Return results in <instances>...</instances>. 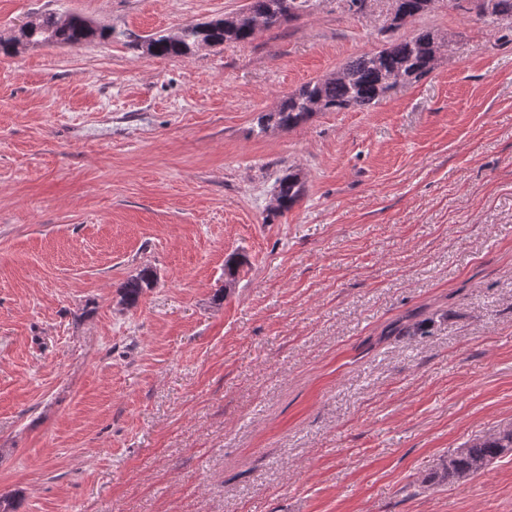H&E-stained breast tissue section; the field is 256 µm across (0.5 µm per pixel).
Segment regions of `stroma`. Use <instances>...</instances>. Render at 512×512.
<instances>
[{"label": "stroma", "instance_id": "35a3bbf8", "mask_svg": "<svg viewBox=\"0 0 512 512\" xmlns=\"http://www.w3.org/2000/svg\"><path fill=\"white\" fill-rule=\"evenodd\" d=\"M249 0H0L140 36ZM314 0L247 43L0 56V493L19 512H512V26ZM450 40L375 106L255 131L389 39ZM300 170L303 199L271 209ZM241 264L232 288L224 261ZM157 274L138 305L118 288ZM305 191L306 183L300 170L289 168L277 180L274 210L288 212L303 198ZM507 453H512V427L502 428L454 449L425 482L465 483Z\"/></svg>", "mask_w": 512, "mask_h": 512}]
</instances>
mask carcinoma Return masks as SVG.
<instances>
[{"mask_svg": "<svg viewBox=\"0 0 512 512\" xmlns=\"http://www.w3.org/2000/svg\"><path fill=\"white\" fill-rule=\"evenodd\" d=\"M423 0H397L399 13L406 20L422 15ZM492 15L485 13V0H456V6L484 24L512 23V0H490ZM312 0H250L247 12L229 22L215 19L209 25L191 22L172 35L141 37L129 30L96 26L78 14L65 18L55 14L38 15L23 29V39L0 40V54L12 55L18 48L46 45L79 47L103 40L120 42L130 49L157 58L181 57L199 47H215L251 41L261 30L279 28L304 15ZM441 38L422 30L411 38L394 39L381 49L347 62L335 72L301 85L288 93L279 106L257 117L258 132L270 129L291 130L314 114L312 104L322 111L348 108L369 109L396 87L395 79L409 83L432 72L437 65ZM304 176L292 168L277 180L274 210L284 213L304 196ZM154 271L145 267L131 275L120 287L122 304L133 307L144 290L155 283ZM512 453V427L476 438L456 448L439 469L427 478L432 483H465L484 472L494 461Z\"/></svg>", "mask_w": 512, "mask_h": 512, "instance_id": "obj_1", "label": "carcinoma"}]
</instances>
